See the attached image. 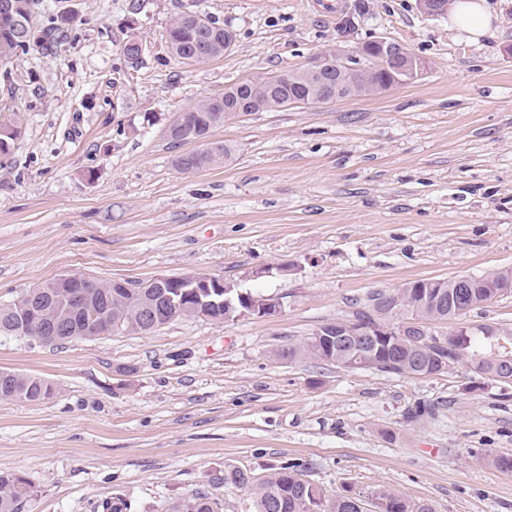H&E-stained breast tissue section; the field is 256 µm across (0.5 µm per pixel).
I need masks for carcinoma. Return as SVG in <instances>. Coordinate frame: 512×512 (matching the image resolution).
<instances>
[{
	"instance_id": "1",
	"label": "carcinoma",
	"mask_w": 512,
	"mask_h": 512,
	"mask_svg": "<svg viewBox=\"0 0 512 512\" xmlns=\"http://www.w3.org/2000/svg\"><path fill=\"white\" fill-rule=\"evenodd\" d=\"M71 21L61 15L48 19L41 26H31L27 32L16 34L10 20L0 19V62L10 63L28 53L39 44L53 43L58 34L69 29ZM214 35L224 37V26L218 24L200 10L187 8L174 18L167 29L166 40L174 55L190 58L201 40ZM237 93L226 98H204L191 107L197 113L195 122L170 130L172 141L186 144L224 125V107L232 108L239 100H254L262 112L275 111L286 106L288 91L269 94L266 77L234 84ZM233 158V149L225 146L218 155L206 150L181 154L174 159L175 168L183 174H192ZM223 295L225 303L219 307L203 309L193 295L182 288H136L133 292H120L112 288L110 281H98V287L90 289L80 306L73 305L67 291L55 288L43 292L30 288L13 303L0 305V336H14L54 344L77 339H92L98 334L95 319L112 321L114 332L144 333V308L153 305L166 308V296L179 300L180 318H206L216 323L234 321L247 309V297L239 295L241 289L232 282ZM473 292L481 297L485 289L454 288L447 281L439 288H398L393 291L391 307L376 312L373 301L385 296L383 292L371 294L364 302L353 303L348 318L368 319L370 323L396 324L410 315H417L426 322L448 319V313L456 298ZM154 331V328L147 329ZM495 340L485 335V326L460 327L453 331L435 333L425 341L415 336H376L371 350L361 352L351 343L336 341L334 336H310L300 345L277 348L274 355L283 359L308 358L330 360L344 369L373 370L397 375L403 371L426 370L432 374L444 372L455 364L465 362L474 370L492 369L488 360V348ZM500 375L512 383V360L494 367ZM55 386L45 378L0 370V400H18L40 403L50 399ZM224 484L245 491V508L242 512H365L362 495L350 490L332 499L316 484L301 477L295 464L285 463L274 472L259 479L240 467L224 466ZM32 495L31 486L20 474L0 470V512H20L24 502ZM373 512H433L427 503L412 501L395 491L370 493ZM174 512H222L218 499L196 492L181 500Z\"/></svg>"
}]
</instances>
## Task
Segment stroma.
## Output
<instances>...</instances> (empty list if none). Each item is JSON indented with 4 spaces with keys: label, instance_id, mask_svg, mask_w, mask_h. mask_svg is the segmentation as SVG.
Instances as JSON below:
<instances>
[{
    "label": "stroma",
    "instance_id": "35a3bbf8",
    "mask_svg": "<svg viewBox=\"0 0 512 512\" xmlns=\"http://www.w3.org/2000/svg\"><path fill=\"white\" fill-rule=\"evenodd\" d=\"M236 35L203 66L166 46L191 4ZM470 41L419 0H39L67 37L0 80V302L74 272L101 279L208 272L280 298L271 317L177 319L149 335L63 345L0 337V369L52 382L43 403L0 401V469L34 495L22 512H168L194 492L239 512L233 464H301L328 495L396 490L435 512H512V387L462 364L409 378L279 359L374 291L512 267V0H488ZM141 40L139 61L123 53ZM385 37L427 74L373 96L225 122L234 157L176 171L166 127L246 78L302 68Z\"/></svg>",
    "mask_w": 512,
    "mask_h": 512
}]
</instances>
